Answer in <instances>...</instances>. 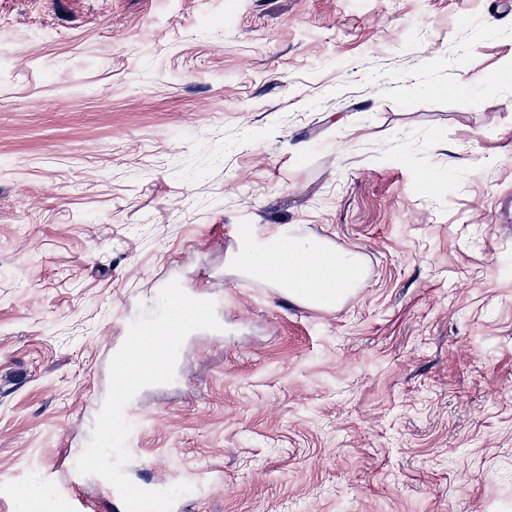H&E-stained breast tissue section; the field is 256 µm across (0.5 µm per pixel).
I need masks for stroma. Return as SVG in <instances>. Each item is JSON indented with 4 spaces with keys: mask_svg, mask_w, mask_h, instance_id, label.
Listing matches in <instances>:
<instances>
[{
    "mask_svg": "<svg viewBox=\"0 0 512 512\" xmlns=\"http://www.w3.org/2000/svg\"><path fill=\"white\" fill-rule=\"evenodd\" d=\"M512 4L0 0V475L72 479L124 327L216 297L135 398L186 512H512ZM358 253L333 311L229 225Z\"/></svg>",
    "mask_w": 512,
    "mask_h": 512,
    "instance_id": "1",
    "label": "stroma"
}]
</instances>
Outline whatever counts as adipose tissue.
Here are the masks:
<instances>
[{
  "mask_svg": "<svg viewBox=\"0 0 512 512\" xmlns=\"http://www.w3.org/2000/svg\"><path fill=\"white\" fill-rule=\"evenodd\" d=\"M236 263L255 277L278 281L292 301L323 310L337 309L361 282L357 253L284 232L265 240L245 233Z\"/></svg>",
  "mask_w": 512,
  "mask_h": 512,
  "instance_id": "obj_1",
  "label": "adipose tissue"
}]
</instances>
